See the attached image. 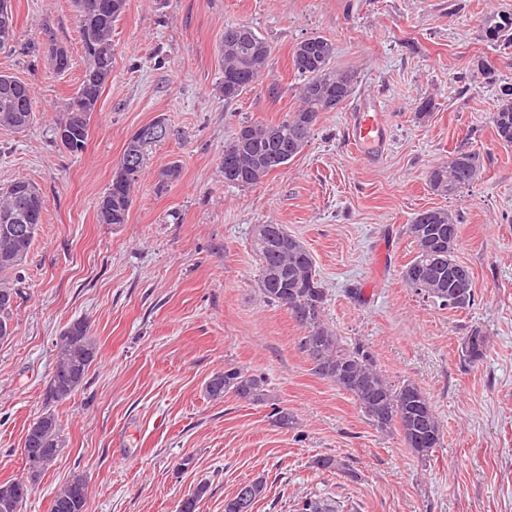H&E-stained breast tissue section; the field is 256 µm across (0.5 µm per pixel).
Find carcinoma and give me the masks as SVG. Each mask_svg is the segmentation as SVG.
<instances>
[{
    "instance_id": "1",
    "label": "carcinoma",
    "mask_w": 512,
    "mask_h": 512,
    "mask_svg": "<svg viewBox=\"0 0 512 512\" xmlns=\"http://www.w3.org/2000/svg\"><path fill=\"white\" fill-rule=\"evenodd\" d=\"M85 68L77 91L65 103L62 116L55 124V138L73 155L86 147L88 125L98 111L105 84L112 74V27L126 9V0H73ZM483 41L494 47L512 46V12L498 11L484 16L481 23ZM16 38L11 0H0V47ZM53 52L47 56L52 70L65 73L70 66L67 49L50 41ZM292 54V66L301 77L299 105L279 122L263 124L244 121L232 139L224 145V168L235 170L234 177L224 182L249 188L261 183L276 169L288 163L307 145L314 124L327 112H333L348 101L356 89L354 76L338 72L330 66L335 53L333 43L313 35L300 42ZM271 54L268 41L254 28L229 24L224 28L221 45L224 68L219 90L224 99L233 100L262 83ZM35 92L28 84L14 78L0 81V126L25 130L33 120ZM495 137L504 146H512V84L499 85L496 111L492 117ZM137 134L126 142L111 183L97 201V218L101 224H125L133 203L132 186L138 173L126 168L127 158L137 149ZM483 155L472 149H459L453 160L432 168L427 174L431 191L441 196H454L470 186L484 168ZM45 200L39 190L24 179H17L0 191V218L24 214L32 225L22 236L0 233V340L14 333V311L18 307L19 289L13 285L20 269L28 262L34 240L42 223ZM422 235L412 236L416 244L413 259L401 270L404 280H411L418 271L429 272L430 280L423 286L427 298L448 306L455 298L454 309H467L474 304L473 273L456 258L459 240L443 242L437 250L428 249V242L445 225L460 231L457 216L445 209H426L412 220ZM251 247L259 260L256 288L269 303L295 309L293 320L303 329L298 337L299 351L315 359L310 361L317 376L332 383L337 377L354 380L366 392L379 395L384 417H379L374 404L356 391L351 395L366 419L382 432L396 431L403 442L417 436L423 440L412 451L422 460L430 459L441 444V429L434 408L420 387L412 381L393 384L377 369L369 351L358 344L351 346L326 326V291L316 269L313 256L283 224L268 225V233L252 232ZM478 350L462 343L465 360L477 364L487 352V339L474 330ZM98 356L97 342L90 334L85 319L73 321L55 344V365L46 386L45 401L51 405L70 399L84 385L86 376ZM206 394L221 399L228 394L251 403L268 400V382L264 375L243 366L228 365L205 385ZM67 448L63 429L49 407L36 418L26 433L23 453L28 472L44 475ZM322 472H344L346 464L338 457L322 456L313 461ZM208 486L200 483L177 505V512H196ZM31 492L24 481H0V512H21ZM88 493L84 476L76 473L55 493L50 512H87ZM293 512H343L341 505L329 496H305L294 504Z\"/></svg>"
}]
</instances>
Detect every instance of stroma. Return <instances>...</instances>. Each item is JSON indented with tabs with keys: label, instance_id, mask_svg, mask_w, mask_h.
I'll return each mask as SVG.
<instances>
[{
	"label": "stroma",
	"instance_id": "1",
	"mask_svg": "<svg viewBox=\"0 0 512 512\" xmlns=\"http://www.w3.org/2000/svg\"><path fill=\"white\" fill-rule=\"evenodd\" d=\"M12 2L17 40L0 48V73L33 88L36 112L25 131L0 126V188L29 180L46 209L14 334L0 341V480L26 475L23 440L45 408L60 333L84 318L98 344L85 386L53 406L68 447L23 512H48L76 472L88 512H175L202 482L197 512H224L259 476L267 489L255 512H292L297 498L324 493L347 512H512V147L491 122L498 84L512 83V48L480 37L484 15L512 12V0H127L78 155L54 139L84 69L73 2ZM231 23L253 27L272 52L263 83L227 100L218 49ZM316 34L336 47L332 67L354 74V95L263 182L225 184L224 146L239 123L296 107L292 52ZM50 37L71 56L64 74L46 63ZM481 56L494 80L477 75ZM422 97L436 103L425 120L413 108ZM370 105L387 129L373 161L347 136L352 112ZM159 115L168 135L145 149L127 223H99L96 201L126 141ZM461 148L484 154L481 176L456 197L434 194L428 171ZM173 164L179 177L159 186ZM431 208L461 224L457 257L474 276L467 309L439 308L401 278L416 249L407 226ZM268 222L311 252L338 336L364 345L390 381L426 393L442 429L429 460L314 375L300 328L260 296L250 239ZM475 329L488 349L473 365L461 344ZM230 364L265 375L268 402L207 398V380ZM275 404L295 429L276 426ZM320 456L346 471H316Z\"/></svg>",
	"mask_w": 512,
	"mask_h": 512
}]
</instances>
